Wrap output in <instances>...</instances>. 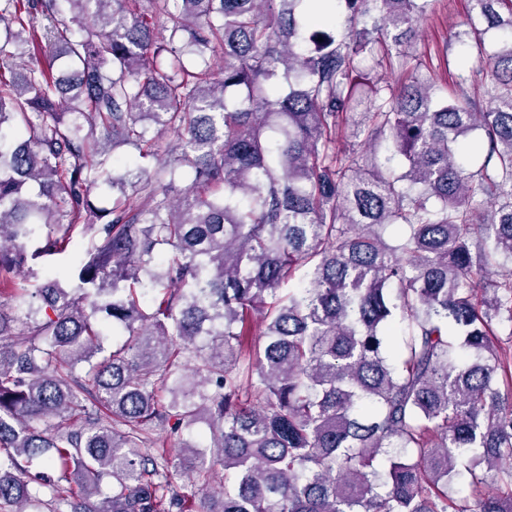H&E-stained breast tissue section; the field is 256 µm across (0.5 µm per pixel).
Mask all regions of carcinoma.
<instances>
[{
  "mask_svg": "<svg viewBox=\"0 0 512 512\" xmlns=\"http://www.w3.org/2000/svg\"><path fill=\"white\" fill-rule=\"evenodd\" d=\"M140 2L0 0V59L29 58L0 66V512H466L464 477L512 512V0H472L464 35L503 45L453 93L406 51L436 0H336L344 30L306 50L330 0ZM348 121L403 167L338 145ZM120 143L156 164L117 173ZM167 429L186 491L145 452Z\"/></svg>",
  "mask_w": 512,
  "mask_h": 512,
  "instance_id": "obj_1",
  "label": "carcinoma"
}]
</instances>
